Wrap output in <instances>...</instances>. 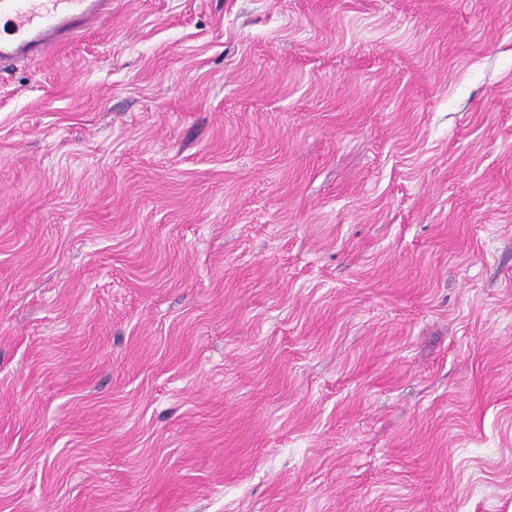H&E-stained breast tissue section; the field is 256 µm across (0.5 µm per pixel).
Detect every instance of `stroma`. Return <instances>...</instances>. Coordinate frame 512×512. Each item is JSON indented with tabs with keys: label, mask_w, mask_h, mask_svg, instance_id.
<instances>
[{
	"label": "stroma",
	"mask_w": 512,
	"mask_h": 512,
	"mask_svg": "<svg viewBox=\"0 0 512 512\" xmlns=\"http://www.w3.org/2000/svg\"><path fill=\"white\" fill-rule=\"evenodd\" d=\"M0 512H512V0L0 69Z\"/></svg>",
	"instance_id": "obj_1"
}]
</instances>
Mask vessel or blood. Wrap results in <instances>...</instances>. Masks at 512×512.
<instances>
[{
  "mask_svg": "<svg viewBox=\"0 0 512 512\" xmlns=\"http://www.w3.org/2000/svg\"><path fill=\"white\" fill-rule=\"evenodd\" d=\"M112 14V0H0V63L40 59Z\"/></svg>",
  "mask_w": 512,
  "mask_h": 512,
  "instance_id": "vessel-or-blood-1",
  "label": "vessel or blood"
}]
</instances>
